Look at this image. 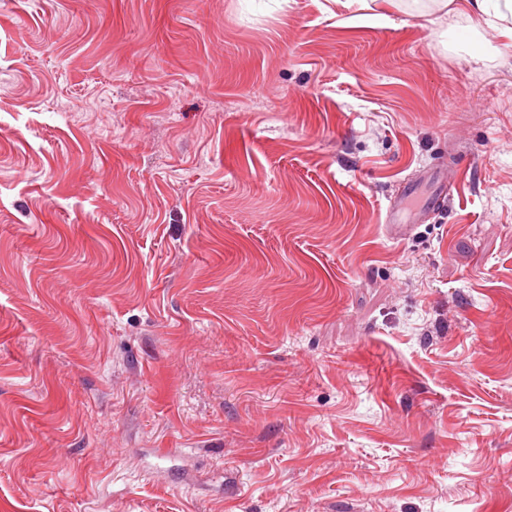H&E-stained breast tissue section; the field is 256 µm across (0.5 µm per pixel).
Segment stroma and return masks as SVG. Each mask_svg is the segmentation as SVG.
Instances as JSON below:
<instances>
[{"label": "stroma", "mask_w": 512, "mask_h": 512, "mask_svg": "<svg viewBox=\"0 0 512 512\" xmlns=\"http://www.w3.org/2000/svg\"><path fill=\"white\" fill-rule=\"evenodd\" d=\"M425 11L0 0V512H512V39ZM442 170H433L417 176L413 181H407L400 194L394 196L387 205L383 224L390 237L407 235L414 224L437 211L448 194V185L442 177ZM429 185V190L416 207H412L413 198L418 195L423 185Z\"/></svg>", "instance_id": "1"}]
</instances>
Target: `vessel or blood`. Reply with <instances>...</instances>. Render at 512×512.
<instances>
[{"instance_id": "obj_1", "label": "vessel or blood", "mask_w": 512, "mask_h": 512, "mask_svg": "<svg viewBox=\"0 0 512 512\" xmlns=\"http://www.w3.org/2000/svg\"><path fill=\"white\" fill-rule=\"evenodd\" d=\"M448 193V185L440 171L434 170L405 183L385 211L384 225L390 237L407 235L414 224L437 211Z\"/></svg>"}]
</instances>
